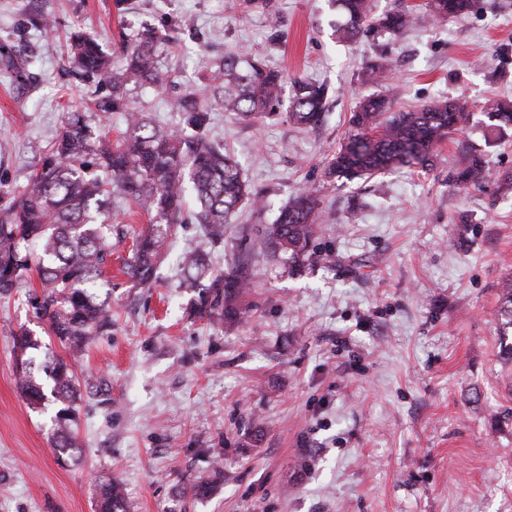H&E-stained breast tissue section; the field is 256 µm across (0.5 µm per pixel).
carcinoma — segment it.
Here are the masks:
<instances>
[{
	"label": "carcinoma",
	"mask_w": 512,
	"mask_h": 512,
	"mask_svg": "<svg viewBox=\"0 0 512 512\" xmlns=\"http://www.w3.org/2000/svg\"><path fill=\"white\" fill-rule=\"evenodd\" d=\"M475 0H425L383 15L373 11L372 0H329L343 20L333 27L340 41L368 39L384 33L401 35L425 12L439 21L461 18ZM73 62L98 85L112 89L97 103L104 112L127 113V128L112 141L95 133L83 112H69L62 131L50 144L39 147L37 168L25 193L0 205V295L23 287L37 273L39 288L25 300L44 333L54 336L74 354L94 337L112 329L110 294L106 278L112 235L124 234L112 224V195L143 210L148 229L138 235L125 261V273L148 286L168 247L173 226L187 219L201 225L207 240L224 242V225L245 202L263 205L243 178L237 159L207 135L208 111L192 93L174 100L182 123L171 129L146 122L127 98L131 85L163 87L169 72L159 65L157 43L162 37L148 30L126 52L122 70L111 69L99 46L80 35L70 37ZM369 80L386 84L388 63L367 66ZM224 111L243 119H271L280 114L286 76L255 61L242 62L233 53L214 70ZM327 88L301 79L292 82L289 120L298 127L317 125L323 117ZM389 94L369 96L350 117L351 132L329 162L328 177L361 178L397 166L428 170L434 166L435 147L460 131L470 119V105L463 97H448L409 112H393ZM486 127L500 141L512 138V103L489 100L483 106ZM491 179L478 155L467 159L453 175L455 184L481 187ZM319 200L308 190L297 193L272 224L263 240L273 257L294 271L322 259L314 240L319 224ZM179 287L198 293L193 312L216 319L226 330L238 326L246 310L241 301L250 288L236 268L216 272L205 254L189 252L180 261ZM106 292H101V289ZM500 351L512 360V275L500 283L496 313ZM44 372L50 383L39 378ZM18 388L31 405L51 400L54 416L53 447L64 454L78 448L72 425L76 413L75 377L62 358L42 364L34 360L20 371ZM99 512H128L124 489L115 481L99 487Z\"/></svg>",
	"instance_id": "obj_1"
}]
</instances>
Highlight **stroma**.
I'll use <instances>...</instances> for the list:
<instances>
[{
	"instance_id": "stroma-1",
	"label": "stroma",
	"mask_w": 512,
	"mask_h": 512,
	"mask_svg": "<svg viewBox=\"0 0 512 512\" xmlns=\"http://www.w3.org/2000/svg\"><path fill=\"white\" fill-rule=\"evenodd\" d=\"M327 0H0V189L20 196L66 113L118 137L120 112L73 73V33L114 68L138 33L163 40V88L132 87L136 109L176 127L172 101L191 92L208 135L241 163L261 214L242 205L211 245L176 226L151 286L122 271L144 213L118 208L112 240V329L78 355L45 336L24 290L0 296V512H96L100 483H121L129 512H512V363L500 355L498 285L512 274V194L457 190L448 177L469 146L491 174L512 173V139L485 148L484 103L512 101V0H478L461 19H428L402 38L341 43ZM326 85L322 123L286 114L251 123L225 112L212 71L225 52ZM392 67L394 109L464 96L465 128L437 146L430 170L400 166L370 179H331L329 161L362 95L380 92L365 66ZM320 201L322 254L288 272L260 230L301 190ZM238 265L251 288L247 318L225 330L189 315L177 258ZM73 357L78 448L52 447L53 403L29 405L16 383L14 336ZM263 438L249 445L248 435ZM224 472L209 497L191 483Z\"/></svg>"
}]
</instances>
